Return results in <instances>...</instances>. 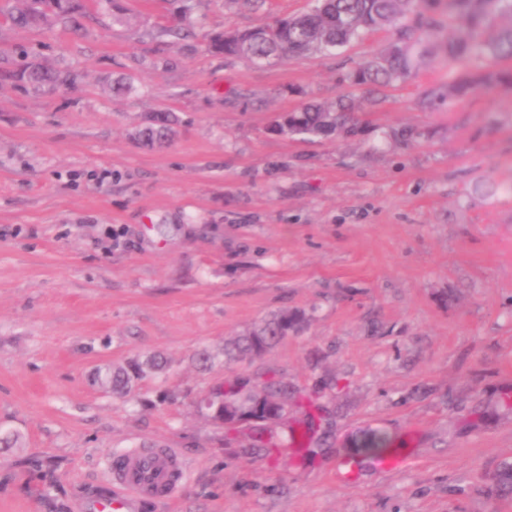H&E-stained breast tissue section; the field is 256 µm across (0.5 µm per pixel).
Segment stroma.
I'll return each instance as SVG.
<instances>
[{
    "label": "stroma",
    "mask_w": 512,
    "mask_h": 512,
    "mask_svg": "<svg viewBox=\"0 0 512 512\" xmlns=\"http://www.w3.org/2000/svg\"><path fill=\"white\" fill-rule=\"evenodd\" d=\"M128 20L75 37L0 16V68L71 63L76 89L0 82V512H90L112 457L158 442L188 474L139 512H512V93L422 108L441 60L374 91L341 75L388 42L285 62L207 53L204 32L303 12L309 0H200L199 34L156 39L167 0H119ZM130 74L141 94L104 83ZM352 93L363 135L271 132L302 99ZM170 145L130 136L146 113ZM410 126L406 146L392 130ZM282 310L305 323L253 369L325 389L328 443L275 460L224 445L196 409L239 364L195 356ZM167 358L127 399L98 370ZM399 467L339 462L364 429ZM179 125L180 119L175 112H150L146 114L142 124L137 127L134 138L146 146L162 148L176 136Z\"/></svg>",
    "instance_id": "1"
}]
</instances>
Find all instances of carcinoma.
<instances>
[{"label":"carcinoma","instance_id":"1","mask_svg":"<svg viewBox=\"0 0 512 512\" xmlns=\"http://www.w3.org/2000/svg\"><path fill=\"white\" fill-rule=\"evenodd\" d=\"M180 23L160 30L163 36L182 39L188 36L194 0H178ZM439 0H312L308 10L296 16H284L271 23L246 30H225L208 35L207 51L224 57L254 61H283L290 58L331 53L361 39L367 32L395 28V38L381 49L356 63L346 80L356 86L388 87L408 80L415 69L436 52L448 69V82L426 92L429 106L452 98H463L476 88L512 90V71H484L474 67L483 55L512 60V0H446L448 14L454 18L451 34H444L441 21L425 11L436 9ZM0 14L14 26L40 30L59 26L73 35L88 33L85 19L94 15L107 28L124 21L117 0H17V5ZM80 73L72 68L50 67L31 60L15 70H0V80L25 86L41 95L74 87ZM108 90L130 95L137 91L133 79H112ZM273 124L283 134L309 139L352 138L361 132L363 120L353 111L351 100L341 95L333 101L307 100L288 112L276 115ZM180 119L171 111L150 112L137 127L135 139L162 148L177 134ZM303 321L299 312L286 311L253 325L245 334L224 344V362L252 364L281 343L288 330ZM162 358L148 361L147 368L130 370L107 367L98 373L100 387L116 395L130 391L133 383L149 372L161 371ZM206 399L211 409L224 415V445L236 443L248 432L250 447L271 452L279 447L277 430L267 426L244 428L241 419L277 400L294 412L309 415L320 406L310 398L288 392V383L268 372L255 371L227 381L209 390ZM356 455L382 460L392 451V441L384 433L369 431L352 444Z\"/></svg>","mask_w":512,"mask_h":512}]
</instances>
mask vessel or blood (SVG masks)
<instances>
[{
  "mask_svg": "<svg viewBox=\"0 0 512 512\" xmlns=\"http://www.w3.org/2000/svg\"><path fill=\"white\" fill-rule=\"evenodd\" d=\"M186 474V465L175 449L162 445L129 449L109 464L94 508L96 512H135L143 499L168 501Z\"/></svg>",
  "mask_w": 512,
  "mask_h": 512,
  "instance_id": "obj_1",
  "label": "vessel or blood"
}]
</instances>
